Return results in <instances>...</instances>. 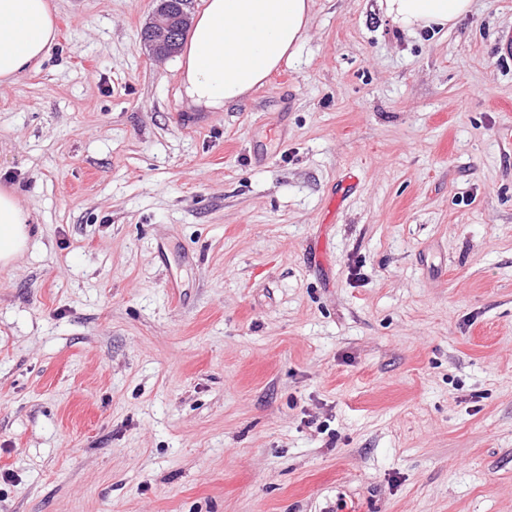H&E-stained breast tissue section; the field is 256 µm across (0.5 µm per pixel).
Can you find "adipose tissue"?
<instances>
[{"label": "adipose tissue", "instance_id": "adipose-tissue-1", "mask_svg": "<svg viewBox=\"0 0 512 512\" xmlns=\"http://www.w3.org/2000/svg\"><path fill=\"white\" fill-rule=\"evenodd\" d=\"M406 32L445 28L470 13L472 0H378ZM312 22V0H204L177 60L188 109L223 111L265 84L292 58ZM48 0H0V86L37 66L55 42ZM17 192L0 188V266L22 256L32 238Z\"/></svg>", "mask_w": 512, "mask_h": 512}]
</instances>
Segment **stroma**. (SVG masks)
I'll return each instance as SVG.
<instances>
[{
  "label": "stroma",
  "mask_w": 512,
  "mask_h": 512,
  "mask_svg": "<svg viewBox=\"0 0 512 512\" xmlns=\"http://www.w3.org/2000/svg\"><path fill=\"white\" fill-rule=\"evenodd\" d=\"M0 87V512H512V0H313L190 111L153 0ZM381 10L406 32L448 28L470 13L472 0H378ZM30 213L17 192L0 188V266L7 267L22 256L32 238Z\"/></svg>",
  "instance_id": "stroma-1"
}]
</instances>
